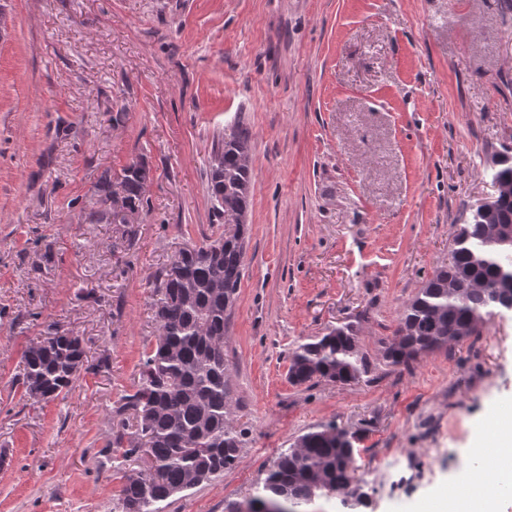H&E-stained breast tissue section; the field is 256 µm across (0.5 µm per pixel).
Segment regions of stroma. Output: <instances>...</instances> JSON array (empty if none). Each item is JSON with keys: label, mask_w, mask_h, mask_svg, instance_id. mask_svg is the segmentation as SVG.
Returning <instances> with one entry per match:
<instances>
[{"label": "stroma", "mask_w": 512, "mask_h": 512, "mask_svg": "<svg viewBox=\"0 0 512 512\" xmlns=\"http://www.w3.org/2000/svg\"><path fill=\"white\" fill-rule=\"evenodd\" d=\"M250 133L251 227L225 336L237 466L165 501L224 512L310 428L359 433L358 512H429L512 411V314L389 365L403 305L512 146V11L500 0H0V512H116L111 445L157 334L152 282L221 236L208 169ZM149 169L134 224H93L95 186ZM353 325L356 384H289L291 352ZM79 336L66 398L34 402L22 356Z\"/></svg>", "instance_id": "stroma-1"}]
</instances>
